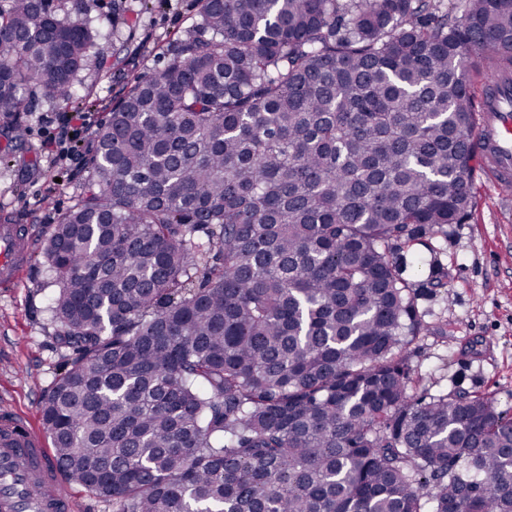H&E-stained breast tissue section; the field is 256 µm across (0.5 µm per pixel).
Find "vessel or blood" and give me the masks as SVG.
Listing matches in <instances>:
<instances>
[{"label": "vessel or blood", "mask_w": 512, "mask_h": 512, "mask_svg": "<svg viewBox=\"0 0 512 512\" xmlns=\"http://www.w3.org/2000/svg\"><path fill=\"white\" fill-rule=\"evenodd\" d=\"M473 139L494 187H512V78L480 85ZM30 246L29 228L0 224V282L16 284ZM64 473L41 433L8 407L0 408V512H75L62 490Z\"/></svg>", "instance_id": "obj_1"}]
</instances>
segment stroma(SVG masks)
Wrapping results in <instances>:
<instances>
[{"mask_svg":"<svg viewBox=\"0 0 512 512\" xmlns=\"http://www.w3.org/2000/svg\"><path fill=\"white\" fill-rule=\"evenodd\" d=\"M59 16L77 12L100 37L75 85L103 121L126 82L159 72L170 45L196 22L199 0H56ZM31 109L12 128L0 126V216L32 227L21 280L0 288V400L41 426L40 402L64 352L55 342L49 306L54 292L40 256L59 212L84 186L82 152L54 165L46 132L76 106L34 88ZM475 206L462 224L403 244V277L416 290L421 331L408 348L420 379L416 394L488 393L512 418V195L474 170ZM446 285L433 287V271Z\"/></svg>","mask_w":512,"mask_h":512,"instance_id":"35a3bbf8","label":"stroma"}]
</instances>
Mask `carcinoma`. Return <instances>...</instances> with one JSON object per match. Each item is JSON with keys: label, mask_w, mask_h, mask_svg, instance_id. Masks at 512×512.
<instances>
[{"label": "carcinoma", "mask_w": 512, "mask_h": 512, "mask_svg": "<svg viewBox=\"0 0 512 512\" xmlns=\"http://www.w3.org/2000/svg\"><path fill=\"white\" fill-rule=\"evenodd\" d=\"M97 38L1 5L0 119L73 102ZM478 63L512 69V0H201L42 246L69 480L112 512H512V419L411 393L396 258L472 211Z\"/></svg>", "instance_id": "obj_1"}]
</instances>
